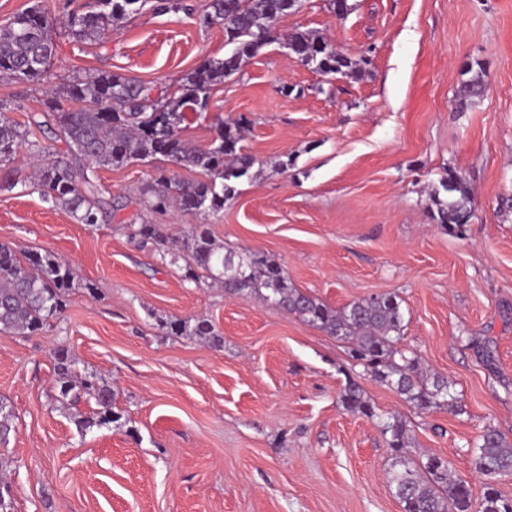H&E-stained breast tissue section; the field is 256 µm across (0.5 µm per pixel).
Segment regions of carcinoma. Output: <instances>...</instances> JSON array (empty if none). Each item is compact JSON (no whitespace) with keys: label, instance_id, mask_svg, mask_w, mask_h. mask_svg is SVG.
Listing matches in <instances>:
<instances>
[{"label":"carcinoma","instance_id":"1","mask_svg":"<svg viewBox=\"0 0 512 512\" xmlns=\"http://www.w3.org/2000/svg\"><path fill=\"white\" fill-rule=\"evenodd\" d=\"M147 0H85L69 14L64 35L77 42L102 39L112 24L140 11ZM290 0H212L211 18L224 25L230 49L222 58L203 61L163 95L151 96V88L122 74L103 71L93 77L60 85L45 94L42 110L28 116L25 127L8 117L0 104V162L14 159L23 144L44 154L34 176L42 199L69 212L81 224H96L124 208L121 198L106 199L98 176L101 169H116L138 162L162 160L198 173L180 178L160 168L150 194L141 200L144 209L164 214L175 208L196 213L219 212L234 197V184L248 175L254 159L243 152L242 132L250 120L242 116L222 122L212 139L196 145L182 135L189 112L208 110L214 89L239 73L242 63L266 46L282 39L302 61L325 76H349L371 64L368 57L353 58L336 46L295 30L286 38L276 23L288 13ZM56 52L53 25L47 12L36 4L0 26V72L20 82H37ZM484 71L478 70L458 91L462 101L484 91ZM41 133L59 139L66 156L54 160L39 140ZM436 210L431 218L440 224H463L471 217L469 188L453 172L433 192ZM131 236L158 247L169 264L186 262L185 277L194 282L218 284L230 294L254 293L259 298L298 315L346 344L348 356L372 380L394 390L421 411L453 406L448 379L427 374L418 355L400 346L404 328L402 300L386 293L354 301L337 310L289 281L279 263L265 253L242 249L226 251L200 224L174 246L168 245L159 224H132ZM81 287L75 269L56 256L21 254L0 243V332L33 334L65 309L73 290ZM173 334L185 331L220 347L212 322L196 319L192 328L175 319L163 323ZM52 357L59 401L75 404L86 394L96 408L78 415L76 425L85 433L118 421L112 411V386L93 374L76 370L77 359L64 346ZM343 407L372 418L375 409L359 382L346 378L341 394ZM15 415L0 401V445L9 443ZM390 450L389 487L403 512H512V498L497 488V479L512 472V443L490 426L476 442L474 466L485 477L480 498H473L469 484L449 474L448 462L436 455L413 454L412 434L400 417L390 415L382 425Z\"/></svg>","mask_w":512,"mask_h":512}]
</instances>
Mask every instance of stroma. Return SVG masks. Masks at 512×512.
<instances>
[{
    "mask_svg": "<svg viewBox=\"0 0 512 512\" xmlns=\"http://www.w3.org/2000/svg\"><path fill=\"white\" fill-rule=\"evenodd\" d=\"M186 2L190 12L143 11L97 44L60 38L38 83L0 74V103L22 123L46 91L100 71L174 86L225 53L208 0ZM349 3L339 17L327 0H301L277 29L370 56L365 72L331 79L275 43L213 91L208 112L190 114L184 136L199 145L218 120L251 121L242 145L255 164L223 211L141 210L156 170L136 163L99 173L129 206L81 224L28 184V149L10 163L0 243L65 259L81 283L43 332L0 333V398L16 416L0 458L14 512H402L377 419L340 402L349 375L377 414L407 420L418 450L480 493L479 435L491 426L512 442V212L499 205L512 196V0ZM474 64L485 91L462 105ZM450 171L472 191V215L456 228L430 217L428 193ZM131 221L161 225L171 240L206 225L225 249L270 255L296 288L336 308L399 294L402 345L448 378L455 408L421 412L363 376L336 337L184 279L131 238ZM198 317L223 347L159 325ZM59 346L112 385L118 422L78 431L76 415L93 405L54 400Z\"/></svg>",
    "mask_w": 512,
    "mask_h": 512,
    "instance_id": "obj_1",
    "label": "stroma"
}]
</instances>
